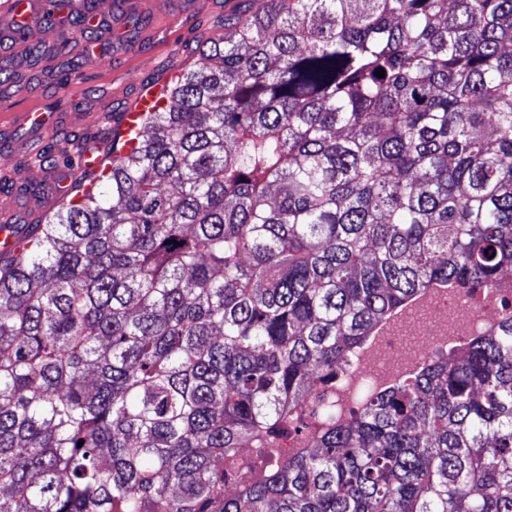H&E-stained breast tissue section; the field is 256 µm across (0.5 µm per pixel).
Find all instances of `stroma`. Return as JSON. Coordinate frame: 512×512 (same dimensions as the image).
I'll return each mask as SVG.
<instances>
[{
    "label": "stroma",
    "instance_id": "stroma-1",
    "mask_svg": "<svg viewBox=\"0 0 512 512\" xmlns=\"http://www.w3.org/2000/svg\"><path fill=\"white\" fill-rule=\"evenodd\" d=\"M123 23L111 39L94 35L75 40L63 56L53 53L59 31L55 23L34 27L26 41L9 47L16 79L30 92L17 96L15 86L0 87V176L13 172L27 179L39 177L29 168L11 140L15 114L37 109L66 116L67 125L45 135V149L57 153L80 135H93L98 114L121 111L124 103L169 67L194 69L198 42L222 35L225 17L243 10L245 0H105ZM110 54L106 65L85 63L89 53ZM78 72L84 88L82 103H74L59 84L66 66Z\"/></svg>",
    "mask_w": 512,
    "mask_h": 512
}]
</instances>
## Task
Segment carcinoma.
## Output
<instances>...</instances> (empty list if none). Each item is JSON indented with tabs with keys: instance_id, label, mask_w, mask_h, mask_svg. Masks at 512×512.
Returning <instances> with one entry per match:
<instances>
[{
	"instance_id": "obj_1",
	"label": "carcinoma",
	"mask_w": 512,
	"mask_h": 512,
	"mask_svg": "<svg viewBox=\"0 0 512 512\" xmlns=\"http://www.w3.org/2000/svg\"><path fill=\"white\" fill-rule=\"evenodd\" d=\"M257 2L11 225L0 512H512L511 316L278 457L396 309L512 268V0ZM175 73L176 71L172 72L164 82L156 84L146 94L139 95L131 105L121 112L119 115L120 125L125 139H129L132 132L139 134L136 120L144 116L146 112H155L167 104L165 85L168 84ZM112 136L105 143L103 137L89 138L81 143V152L78 153L79 164L83 172L99 173L103 169V162L109 153ZM42 176H43V185L45 186L46 191L44 192V194H42L41 197H39L38 200H35V203L37 204L36 208H38L50 201V204L53 207L45 212V213H47L50 210L52 211V209L54 208V205H56L61 200L62 193H63L62 183L69 181L70 175L68 174V172H61L60 177L56 178V176L52 172L43 171Z\"/></svg>"
}]
</instances>
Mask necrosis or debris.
Wrapping results in <instances>:
<instances>
[{"mask_svg": "<svg viewBox=\"0 0 512 512\" xmlns=\"http://www.w3.org/2000/svg\"><path fill=\"white\" fill-rule=\"evenodd\" d=\"M512 314V277L492 288H432L403 308L369 346L356 351L333 386L315 393L281 445V459L309 447L321 427L349 423L378 391Z\"/></svg>", "mask_w": 512, "mask_h": 512, "instance_id": "necrosis-or-debris-1", "label": "necrosis or debris"}]
</instances>
